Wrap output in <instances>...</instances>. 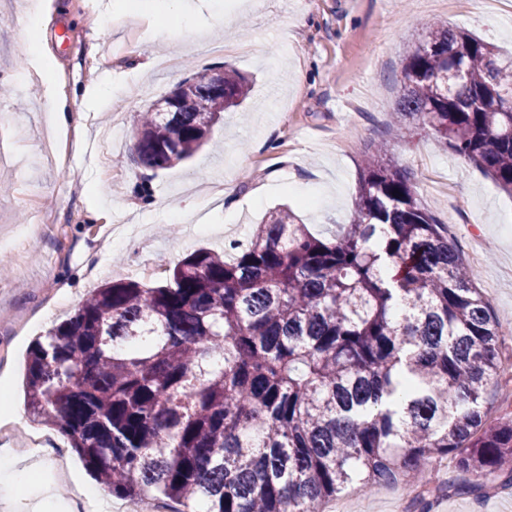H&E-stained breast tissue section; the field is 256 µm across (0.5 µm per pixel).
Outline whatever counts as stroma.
I'll list each match as a JSON object with an SVG mask.
<instances>
[{
	"label": "stroma",
	"mask_w": 512,
	"mask_h": 512,
	"mask_svg": "<svg viewBox=\"0 0 512 512\" xmlns=\"http://www.w3.org/2000/svg\"><path fill=\"white\" fill-rule=\"evenodd\" d=\"M0 0V355L19 384L36 336L67 317L106 277L138 278L162 260L164 281L186 254L247 242L265 215L291 208L312 232L348 223L364 151L383 143L477 273L502 324L512 325V196L443 149L416 121L389 124L402 60L440 19L512 52V8L470 0H194L192 21L158 0L124 19L126 0H47L43 32L27 33ZM111 8L119 21L104 25ZM223 11L224 25L212 15ZM170 30L165 40L157 28ZM42 43V52L29 51ZM231 67L250 81L211 142L146 174L134 143L139 113L185 78ZM305 76L296 84V73ZM112 98L97 103L99 84ZM82 114L81 147L50 151L49 93ZM232 198L214 203L225 183ZM431 512H512V489L430 494ZM321 512H418L400 486L350 490Z\"/></svg>",
	"instance_id": "35a3bbf8"
}]
</instances>
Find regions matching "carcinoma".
Here are the masks:
<instances>
[{"label": "carcinoma", "mask_w": 512, "mask_h": 512, "mask_svg": "<svg viewBox=\"0 0 512 512\" xmlns=\"http://www.w3.org/2000/svg\"><path fill=\"white\" fill-rule=\"evenodd\" d=\"M393 113L512 195V54L433 22ZM248 81L193 76L174 112L140 118L138 163L199 150ZM233 255L193 251L163 283L112 280L28 352L25 408L112 493L183 512H319L353 487L430 483L443 458L512 489V417L488 421L502 324L448 229L379 148L351 223L320 238L288 207Z\"/></svg>", "instance_id": "1"}]
</instances>
